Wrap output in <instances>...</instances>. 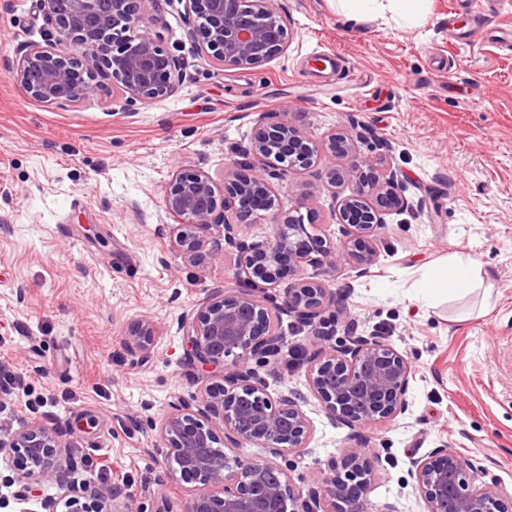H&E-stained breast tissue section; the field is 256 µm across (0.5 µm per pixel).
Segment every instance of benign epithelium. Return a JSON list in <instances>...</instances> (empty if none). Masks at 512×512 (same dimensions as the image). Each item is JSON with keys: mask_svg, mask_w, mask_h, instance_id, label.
I'll return each instance as SVG.
<instances>
[{"mask_svg": "<svg viewBox=\"0 0 512 512\" xmlns=\"http://www.w3.org/2000/svg\"><path fill=\"white\" fill-rule=\"evenodd\" d=\"M153 0H35L55 25V35L30 43L19 52L11 78L44 106L75 104L100 74L112 77L113 100L146 103L169 95L182 64L151 32L145 4ZM197 19L201 53L226 72L260 67L288 47V28L275 0H181ZM138 32L130 34L132 28ZM359 138L355 127L331 133L317 145L286 121L258 115L246 153L253 160L250 177L224 168V203H237L234 216L219 215L213 177L203 169H181L165 188L163 207L177 251L199 264L223 253L211 245L216 235L238 252L236 279L242 288L213 295L181 320L188 356L203 369H224V384L210 387L204 407L192 411L174 403L159 427L167 451L164 468L173 482L198 483L186 512H365L373 476L374 448H349L329 466L317 487H293L288 468L266 460L244 463L228 453L250 443L275 458L306 447L309 421L295 394L273 399L254 369L253 358L271 360L282 352L269 328V309L255 292L291 275L288 313L312 328L320 341L342 333L343 341L310 357L309 391L325 412L347 427L394 420L409 406L407 393L414 368L406 354L375 333L360 328L344 299L324 283L299 274L310 266L333 272L349 265L357 275L376 264V232L384 215L405 205L404 180L382 158L365 156L351 170L330 168L336 185L353 178L355 188L340 204L339 244L308 231L300 216L276 221L266 239L247 243L239 226L253 224L258 212L274 206L272 180L308 169L319 157L346 155ZM279 166H270V160ZM335 310L333 327H324L322 312ZM156 327L148 319L133 322L126 344L147 356ZM60 433L39 420L0 436V453L16 461V479L26 493L39 495L46 485L59 489L46 502L48 512H103L115 499L109 486L70 480L60 463ZM479 467L446 448H434L411 461L410 477L425 512H507L505 488L476 482Z\"/></svg>", "mask_w": 512, "mask_h": 512, "instance_id": "7a95c632", "label": "benign epithelium"}]
</instances>
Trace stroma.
I'll return each instance as SVG.
<instances>
[{"label": "stroma", "mask_w": 512, "mask_h": 512, "mask_svg": "<svg viewBox=\"0 0 512 512\" xmlns=\"http://www.w3.org/2000/svg\"><path fill=\"white\" fill-rule=\"evenodd\" d=\"M276 2L287 51L229 77L199 52L181 0H153L152 30L183 59L182 76L170 95L119 109L104 78L76 104L28 97L10 71L20 48L53 27L33 0H0V357L24 375L22 388H0V430L53 425L73 481L120 488V512H155L165 498L184 512L189 493L164 474L157 425L171 402L201 408L223 372L189 364L178 324L239 283L232 262L202 266L176 252L161 230L165 186L178 169L200 168L223 195L228 157L250 172L244 150L258 114L316 141L354 120L367 132L355 151L274 181V210L239 233L265 239L276 216L293 214L336 239L355 184L332 186L329 165L385 156L406 181L407 209L387 216L366 276L346 267L321 278L366 330L407 353L415 375L405 415L336 422L306 383L320 344L284 312L288 284L278 283L272 324L297 361L255 369L271 396L305 398L311 433L304 453L286 458L291 480L307 490L343 450L376 448L369 512L386 503L423 512L409 460L449 448L512 492V40L501 39L512 0H489L478 23L463 0H428L413 25L388 14L349 24L337 0ZM316 50L335 54L320 73ZM457 254L476 261L480 288L423 299L424 279ZM145 317L157 327L146 358L124 341ZM20 493L0 455V512H45L57 490Z\"/></svg>", "instance_id": "1"}]
</instances>
